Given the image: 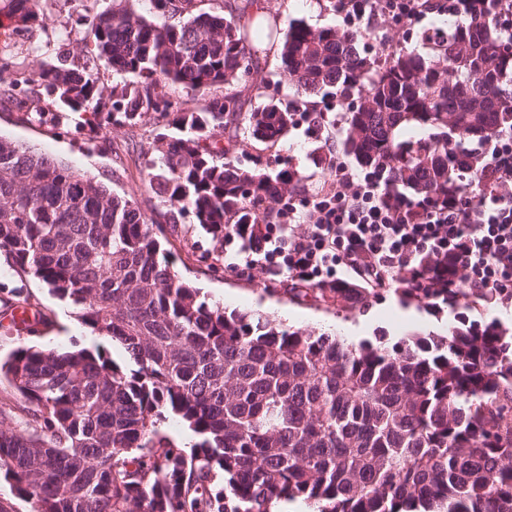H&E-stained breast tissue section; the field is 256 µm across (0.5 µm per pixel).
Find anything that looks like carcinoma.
<instances>
[{
  "label": "carcinoma",
  "instance_id": "cac0c4a2",
  "mask_svg": "<svg viewBox=\"0 0 512 512\" xmlns=\"http://www.w3.org/2000/svg\"><path fill=\"white\" fill-rule=\"evenodd\" d=\"M5 2L16 25L40 20L38 0ZM256 2L199 13L195 0H151L152 19L121 4L94 14L91 59L129 76L110 88L82 50L26 77L0 65V101L32 123L43 88L58 113L190 130L157 135L147 186L166 211L155 216L0 139V253L69 301L97 340L21 346L0 362L27 417L24 431L0 427V469L34 512H269L296 499L315 512H512V329L466 314L445 335L355 345L228 314L179 279L161 248L163 224L175 229L186 211L220 248L226 224L275 221L304 175L224 160V134L242 126L275 145L329 88L357 96L342 147L360 171L390 196L448 206L468 181L462 158L481 164L479 146L512 132V42L476 17L448 26L435 55L410 46L380 65L361 49L365 35L293 19L280 58L299 96L248 111L235 85L276 35ZM170 84L224 94L174 111ZM409 127L428 135L405 139ZM310 293L349 311L370 299L354 283ZM468 296L398 294L452 307ZM168 413L198 435L191 452L159 430Z\"/></svg>",
  "mask_w": 512,
  "mask_h": 512
}]
</instances>
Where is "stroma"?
Listing matches in <instances>:
<instances>
[{
    "mask_svg": "<svg viewBox=\"0 0 512 512\" xmlns=\"http://www.w3.org/2000/svg\"><path fill=\"white\" fill-rule=\"evenodd\" d=\"M268 16L278 18L279 34H286L288 22L304 20L313 27H342L330 0H264ZM115 0H40L42 24L16 31L7 27L0 34V58L8 57L28 71L40 62L75 52L77 46L91 45L92 34L86 15L114 5ZM445 17L432 14L413 28L382 22L383 39L369 38L365 48L378 54L381 40L400 49L423 40L424 33L446 27ZM291 97L296 93L281 70L280 49L272 47L259 54L253 75L245 84V94L252 104H260L269 95ZM157 127L146 119L137 125L108 124L97 129L87 123L85 113L70 114L64 125L48 121L29 123L13 105L0 104V137L25 144L69 166L94 175L98 181L144 211L159 206L160 201L144 185L148 160L154 154ZM323 139L316 137L308 125L294 127L277 145L271 146L251 138L246 130H237L234 149L229 158L240 167L276 171L286 166L299 169L307 188L324 184L330 170L323 161ZM179 275L200 288L212 304L225 311H248L270 316L285 325L339 333L348 342L394 343L419 333L444 334L454 323L452 308L437 309L423 302L401 303L392 294L370 298L363 310L343 311L329 302L300 299L293 295L289 282L267 274L260 268L243 265L238 245L219 252L212 238L195 221L193 215L181 218L169 236ZM28 299L32 307L49 317L50 327L40 334L18 332L10 323V305ZM95 337L83 325L73 308L58 299L37 279L16 274L5 256L0 255V360H6L18 347L48 346L59 350L92 346Z\"/></svg>",
    "mask_w": 512,
    "mask_h": 512,
    "instance_id": "stroma-1",
    "label": "stroma"
}]
</instances>
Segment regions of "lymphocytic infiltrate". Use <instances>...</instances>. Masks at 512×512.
<instances>
[{
    "instance_id": "lymphocytic-infiltrate-1",
    "label": "lymphocytic infiltrate",
    "mask_w": 512,
    "mask_h": 512,
    "mask_svg": "<svg viewBox=\"0 0 512 512\" xmlns=\"http://www.w3.org/2000/svg\"><path fill=\"white\" fill-rule=\"evenodd\" d=\"M475 0H336L334 9L355 30L379 19L404 27L433 13L472 14ZM332 179L289 201L275 224H229L225 241H239L246 265L261 266L294 284H337L336 269L373 295L398 288L430 293L466 285L478 313L512 306V137L497 138L473 170L478 194L459 192L448 207L387 197L379 182L338 158L324 140Z\"/></svg>"
}]
</instances>
